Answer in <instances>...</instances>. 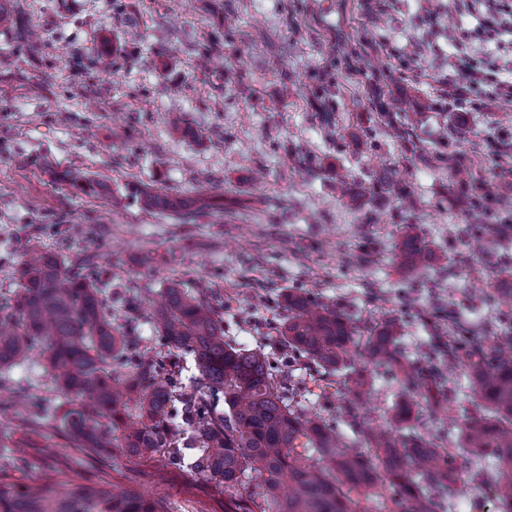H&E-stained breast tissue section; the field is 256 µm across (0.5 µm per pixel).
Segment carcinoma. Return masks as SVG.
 Wrapping results in <instances>:
<instances>
[{"instance_id":"obj_1","label":"carcinoma","mask_w":512,"mask_h":512,"mask_svg":"<svg viewBox=\"0 0 512 512\" xmlns=\"http://www.w3.org/2000/svg\"><path fill=\"white\" fill-rule=\"evenodd\" d=\"M194 202L148 196L144 206L183 209ZM428 249L414 235L401 246V264L427 266ZM18 291L0 303V385L12 365L45 342L52 380L63 396L52 414L59 425L44 447L68 441L92 459L119 453L129 474L108 480L47 467L32 480L29 462L11 455L0 465V512H172V503L130 485L134 476L174 468L224 495V512H448V499L466 483L487 481L502 512H512V336L495 338V352L456 337L428 353V368L399 345L387 321L367 336L344 312L318 304L301 288L285 295L286 317L275 331L288 360L313 362L324 374L354 384L358 397L373 393L354 356L387 367L400 390L422 388L434 406L455 394L458 366L474 412L457 440L426 439L401 425L417 419L400 399L387 423L361 426L351 419L368 454L349 450L336 427L306 411L305 385L278 376L270 354L224 340L223 319L201 291L163 289L152 308L158 350L139 348L132 329L113 322L112 292L98 275L67 267L54 253L31 250L16 270ZM224 409H219V404Z\"/></svg>"}]
</instances>
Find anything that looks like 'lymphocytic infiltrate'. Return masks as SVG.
<instances>
[{"label": "lymphocytic infiltrate", "instance_id": "obj_1", "mask_svg": "<svg viewBox=\"0 0 512 512\" xmlns=\"http://www.w3.org/2000/svg\"><path fill=\"white\" fill-rule=\"evenodd\" d=\"M452 6L478 23L448 34L439 107L477 112L494 100L512 101V0H452Z\"/></svg>", "mask_w": 512, "mask_h": 512}]
</instances>
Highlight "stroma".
Returning <instances> with one entry per match:
<instances>
[{"label": "stroma", "mask_w": 512, "mask_h": 512, "mask_svg": "<svg viewBox=\"0 0 512 512\" xmlns=\"http://www.w3.org/2000/svg\"><path fill=\"white\" fill-rule=\"evenodd\" d=\"M8 0L0 26V294L17 290L29 248L93 258L122 322L154 347L149 308L179 281L206 290L224 334L273 351L283 296L301 288L359 327L394 319L400 346L424 356L436 336H512V101L483 112H437L447 40L418 62L393 55L422 34L411 21L438 11L443 29L468 26L448 0ZM107 52L98 69L91 49ZM184 120L181 131L168 123ZM84 170L95 188L67 181ZM349 190L340 192L337 176ZM149 194L201 197L193 221L144 207ZM427 245V268L398 259L405 234ZM490 261L492 283L472 280ZM370 400L354 411L379 424L400 393L369 369ZM45 406L60 403L42 349L10 371ZM467 390L444 412L420 408L416 432L460 427ZM30 477L66 458L108 478L125 457L93 460L67 448H31ZM185 475L139 478L178 512L212 501Z\"/></svg>", "instance_id": "obj_1"}]
</instances>
